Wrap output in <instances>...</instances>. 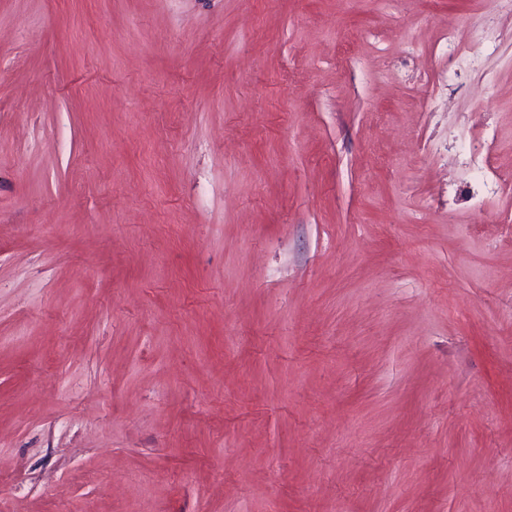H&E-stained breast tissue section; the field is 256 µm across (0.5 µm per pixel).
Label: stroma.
Wrapping results in <instances>:
<instances>
[{"label": "stroma", "instance_id": "stroma-1", "mask_svg": "<svg viewBox=\"0 0 512 512\" xmlns=\"http://www.w3.org/2000/svg\"><path fill=\"white\" fill-rule=\"evenodd\" d=\"M511 173L512 0H0V512H512Z\"/></svg>", "mask_w": 512, "mask_h": 512}]
</instances>
